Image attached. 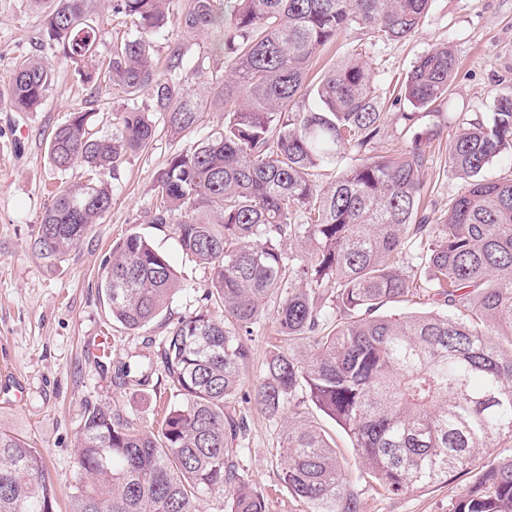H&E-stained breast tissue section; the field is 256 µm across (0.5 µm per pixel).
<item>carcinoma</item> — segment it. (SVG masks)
Masks as SVG:
<instances>
[{"label":"carcinoma","instance_id":"obj_1","mask_svg":"<svg viewBox=\"0 0 512 512\" xmlns=\"http://www.w3.org/2000/svg\"><path fill=\"white\" fill-rule=\"evenodd\" d=\"M172 0H112V15L135 33L95 53L99 28L88 0H50L42 46L84 80L104 77L123 94L112 131L74 109L49 134L47 157L64 175L76 165L89 178L62 187L42 214L35 245L48 258L71 251L112 207L108 179L126 157L149 148L159 131L196 135L156 178L148 223L172 230L184 254L210 266L201 311L170 328L162 364L172 401L158 430L110 407L88 408L76 445L80 478L69 512H199L224 496L226 512H267L249 479L237 399L283 421L279 480L305 512H360L348 465L326 431L306 416L312 403L349 436L359 477L389 496L446 484L478 456L465 496L448 512H512V175L482 176L512 153V97L491 116L462 123L448 141V170L468 190L438 218L423 206L427 144L444 137L435 115L454 80L457 59L441 44L412 65L397 99L407 145L379 149L387 121L374 73L360 54L310 79L314 60L340 35L362 30L378 41L414 34L432 0H185L186 32L213 37L227 63L224 124L200 125L188 68L208 77L205 58L190 60L179 40L166 61L153 59V37L171 23ZM55 78L43 57L15 67L6 101L35 112ZM149 92L150 102H140ZM351 162L323 186L320 170ZM310 246L297 265L284 244ZM100 288L112 318L129 330L154 320L178 290L166 255L132 232L112 249ZM423 294L435 309L388 318V303ZM278 299L274 349L260 376L247 375L253 327L265 301ZM0 512H57L43 457L0 430Z\"/></svg>","mask_w":512,"mask_h":512}]
</instances>
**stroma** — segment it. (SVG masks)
Returning <instances> with one entry per match:
<instances>
[{
  "label": "stroma",
  "mask_w": 512,
  "mask_h": 512,
  "mask_svg": "<svg viewBox=\"0 0 512 512\" xmlns=\"http://www.w3.org/2000/svg\"><path fill=\"white\" fill-rule=\"evenodd\" d=\"M43 7L31 0H0V90L8 87L19 59L38 54ZM183 41L190 56H207L216 70L210 40L171 26L154 40V59L163 63L170 41ZM452 47L458 60L439 120L456 130L469 117L490 116L495 102L512 96V0H434L428 20L410 38L376 41L354 31L341 35L320 57L328 69L358 52L376 73L374 87L384 111H406L393 90L414 61L438 44ZM121 97L110 81L82 84L74 70L56 65L52 89L38 111L13 112L0 103V428L27 439L44 458L56 499L68 508L79 475L74 445L87 407L111 406L143 428L155 429L171 396L162 372L163 341L178 318L205 308L221 310L206 295L212 270L180 250L172 229H157L147 215L156 201V176L170 157L190 146L187 137L160 134L153 145L129 155L112 194V207L57 265L36 249L41 216L56 185L85 182L83 167L59 176L47 160L45 137L72 108L116 112ZM423 182L437 210L462 195L468 183L445 167L444 148L432 147ZM139 232L172 262L182 286L167 310L141 329L113 321L100 292L112 248ZM131 373L125 385L114 376L120 365ZM237 412L247 426L244 466L268 497V512H303L282 487L275 453L279 423L246 403ZM470 476L416 489L399 497L361 489V512H448L450 500L466 494Z\"/></svg>",
  "instance_id": "obj_1"
}]
</instances>
